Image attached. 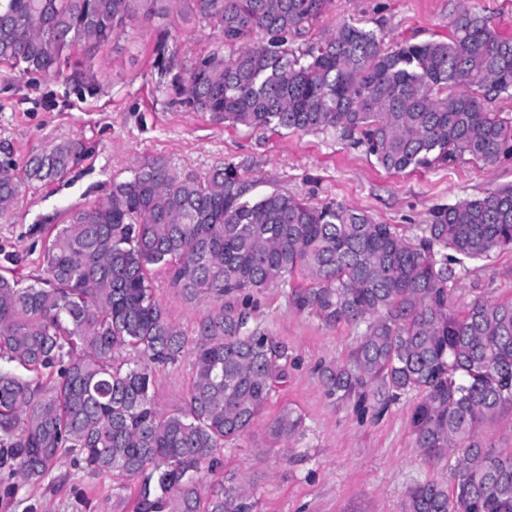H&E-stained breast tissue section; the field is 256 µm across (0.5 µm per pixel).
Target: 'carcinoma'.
Instances as JSON below:
<instances>
[{"label": "carcinoma", "instance_id": "cac0c4a2", "mask_svg": "<svg viewBox=\"0 0 512 512\" xmlns=\"http://www.w3.org/2000/svg\"><path fill=\"white\" fill-rule=\"evenodd\" d=\"M330 0H0V64L56 76L76 51L125 34L135 15L191 17L221 47L166 88L217 124L339 133L390 172L464 158H512V119L484 100L512 94V40L458 2L446 41L386 49L344 20L297 53L288 38L313 26ZM264 39L246 41L252 32ZM171 72L166 39L153 48ZM84 152L57 143L20 166L0 160V220L23 183L62 180ZM239 167L183 174L145 160L106 198L74 210L49 234L44 277L27 286L0 269V483L37 484L65 457L91 476L137 481L133 512H255L251 491L230 483L207 495L197 475L224 443L244 435L284 378L287 351L248 325L235 295L290 287L299 312L328 327L364 323L348 361L322 369L329 395L381 414L421 395L411 424L432 462L456 456L448 482L417 483L405 512H512V451L483 435L512 412V302L453 293L469 265L512 250V185L435 207L412 238L394 224L330 201L275 191L249 199ZM212 307L190 340L156 301L150 273ZM308 286L293 287L295 275ZM194 355L185 404L161 413L152 366ZM301 415L284 406L268 426L292 438Z\"/></svg>", "mask_w": 512, "mask_h": 512}]
</instances>
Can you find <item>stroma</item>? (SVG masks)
I'll use <instances>...</instances> for the list:
<instances>
[{"label": "stroma", "mask_w": 512, "mask_h": 512, "mask_svg": "<svg viewBox=\"0 0 512 512\" xmlns=\"http://www.w3.org/2000/svg\"><path fill=\"white\" fill-rule=\"evenodd\" d=\"M448 0H331L319 20L295 36L306 46L342 20L374 31L384 45L447 39ZM126 38L95 49V83L74 70L64 76L25 75L0 67V148L18 162L63 140H81L84 159L67 177L23 187L9 221L0 222V267L18 276L37 275L46 236L74 208L102 198L113 180L131 177L147 158H166L179 172L202 175L226 162L240 165L248 196L279 189L311 203L336 200L376 222L416 234L440 204L512 183V160L488 167L457 162L401 173L381 168L364 147L333 133H286L217 124L172 104L158 85L154 44L166 35L174 72L186 73L218 41L192 19L136 17ZM154 295L169 319L194 336L207 302H186L170 287L164 270L151 272ZM512 299V251L494 253L461 277L456 309L471 302ZM251 324L286 346V378L267 410L243 436L226 442L212 468L200 475L202 489L233 480L250 489L256 512H405L408 489L419 481H447L448 465H431L414 446L411 415L418 395H402L382 415L329 397L317 367L345 361L363 326L326 327L296 311L287 289L273 286L249 302ZM192 355L173 367H157L154 402L162 412L184 404L193 372ZM303 417L300 431L274 444L267 426L281 406ZM135 480L117 485L92 477L64 458L38 486L20 485L0 512H131L127 498Z\"/></svg>", "instance_id": "obj_1"}]
</instances>
